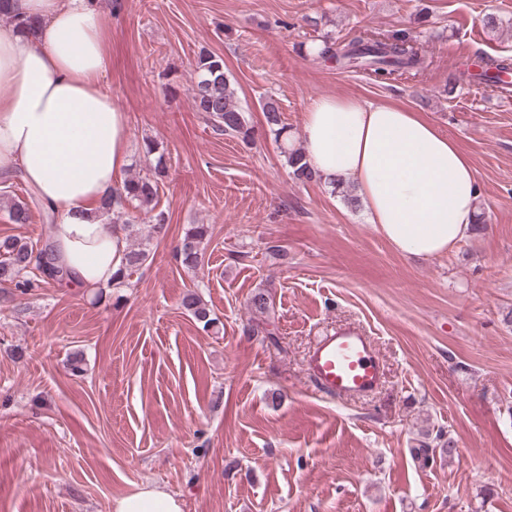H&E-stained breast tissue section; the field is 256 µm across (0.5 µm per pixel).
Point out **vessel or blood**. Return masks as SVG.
<instances>
[{"label":"vessel or blood","instance_id":"vessel-or-blood-1","mask_svg":"<svg viewBox=\"0 0 512 512\" xmlns=\"http://www.w3.org/2000/svg\"><path fill=\"white\" fill-rule=\"evenodd\" d=\"M306 373L320 395L367 396L380 388L384 364L370 336L345 326L318 337L308 353Z\"/></svg>","mask_w":512,"mask_h":512}]
</instances>
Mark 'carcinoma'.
Listing matches in <instances>:
<instances>
[{
	"mask_svg": "<svg viewBox=\"0 0 512 512\" xmlns=\"http://www.w3.org/2000/svg\"><path fill=\"white\" fill-rule=\"evenodd\" d=\"M0 17L12 22L21 32L34 31L36 20L11 11L10 0H0ZM320 57L336 63L343 69L367 72L382 82L393 80L420 63L413 43L404 33H396L385 42H372L357 37L337 48L327 44ZM196 69L199 80L192 88L195 110L205 113L212 120L216 130L237 135L244 141L249 140L252 130L245 110L224 74V59L211 53L202 54L198 58ZM511 70L512 64L507 61H493L476 73L468 69L459 71L454 77V83L478 81L507 94L512 91V85L502 79L500 74ZM262 112L266 126L274 138L288 139L287 127L282 122L276 104L271 100L265 102ZM284 154L295 179L302 182L313 179L315 172L308 166L301 149L290 147ZM166 176L167 165L160 156L150 173H136L123 181L120 189V194L126 201L123 210H113L112 202L105 200L100 206L101 214L107 217L109 223L129 228L133 221L130 209H143L148 213L153 211L159 196L160 184ZM9 214L13 223L26 224L30 219L29 204L20 199H13L9 206ZM209 235L210 227L207 224L188 225L179 248V258L184 268L192 271L201 268L204 244ZM149 256L150 250L145 244L129 249L125 262L112 275L115 286L128 284L132 275L149 259ZM66 277L67 273L53 262L50 244L47 243L40 248L19 237L0 240V285L8 289V294L25 295L51 281L61 285ZM181 305L197 321L204 323V326L215 322V319L210 317V309L197 292L189 291L184 294Z\"/></svg>",
	"mask_w": 512,
	"mask_h": 512,
	"instance_id": "carcinoma-1",
	"label": "carcinoma"
}]
</instances>
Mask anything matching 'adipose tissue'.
Returning a JSON list of instances; mask_svg holds the SVG:
<instances>
[{
    "label": "adipose tissue",
    "instance_id": "ef3b65f1",
    "mask_svg": "<svg viewBox=\"0 0 512 512\" xmlns=\"http://www.w3.org/2000/svg\"><path fill=\"white\" fill-rule=\"evenodd\" d=\"M36 18L34 33L0 30V179L15 176L54 219L56 265L73 285H112L128 241L97 209L120 205L129 163L127 115L103 78L108 29L95 0H13ZM301 150L324 180H351L373 224L399 254L447 255L471 231L480 190L458 144L417 113L358 98L321 95L304 121ZM112 512H183L164 488L114 499Z\"/></svg>",
    "mask_w": 512,
    "mask_h": 512
}]
</instances>
